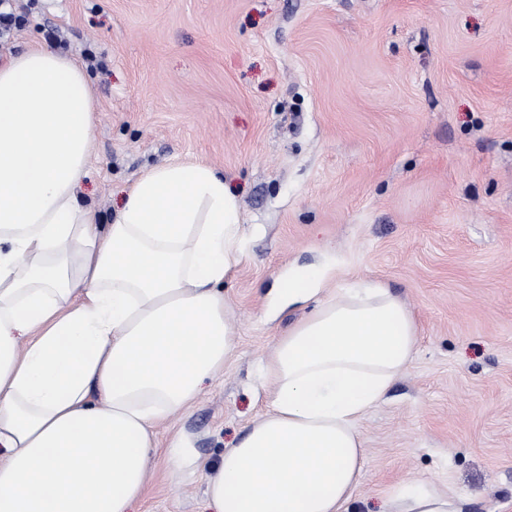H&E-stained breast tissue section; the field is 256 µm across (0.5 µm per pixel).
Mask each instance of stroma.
<instances>
[{
	"label": "stroma",
	"mask_w": 512,
	"mask_h": 512,
	"mask_svg": "<svg viewBox=\"0 0 512 512\" xmlns=\"http://www.w3.org/2000/svg\"><path fill=\"white\" fill-rule=\"evenodd\" d=\"M0 63L85 60L95 140L83 203L111 223L133 183L204 162L242 204L224 280L234 350L156 429L132 512H209L173 434L219 461L267 408L256 365L308 308L274 309L288 269L390 288L412 360L362 418L349 512L414 479L461 512H512V0H27Z\"/></svg>",
	"instance_id": "obj_1"
}]
</instances>
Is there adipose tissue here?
<instances>
[{
    "mask_svg": "<svg viewBox=\"0 0 512 512\" xmlns=\"http://www.w3.org/2000/svg\"><path fill=\"white\" fill-rule=\"evenodd\" d=\"M94 103L82 67L30 49L0 66V512H129L156 427L189 410L233 349L221 287L241 204L204 163L148 171L107 228L75 192ZM311 266L275 303L313 308L258 365L268 410L205 472L215 512H347L358 424L412 357L417 324L388 288L331 292ZM386 512H460L432 484Z\"/></svg>",
    "mask_w": 512,
    "mask_h": 512,
    "instance_id": "obj_1",
    "label": "adipose tissue"
}]
</instances>
